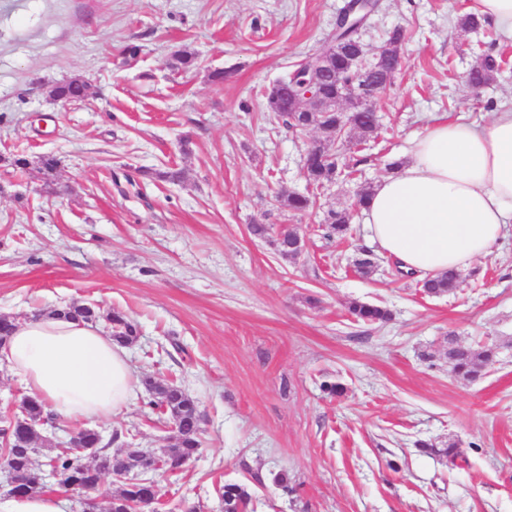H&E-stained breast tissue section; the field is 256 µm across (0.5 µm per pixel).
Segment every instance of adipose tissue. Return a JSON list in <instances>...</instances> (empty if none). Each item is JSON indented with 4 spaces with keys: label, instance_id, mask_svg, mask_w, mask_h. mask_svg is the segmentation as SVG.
<instances>
[{
    "label": "adipose tissue",
    "instance_id": "ef3b65f1",
    "mask_svg": "<svg viewBox=\"0 0 512 512\" xmlns=\"http://www.w3.org/2000/svg\"><path fill=\"white\" fill-rule=\"evenodd\" d=\"M364 214L373 240L408 271L433 277L489 255L512 234V106L485 124L428 126ZM0 361L46 409L74 420L112 418L136 387L125 348L77 319L17 324Z\"/></svg>",
    "mask_w": 512,
    "mask_h": 512
}]
</instances>
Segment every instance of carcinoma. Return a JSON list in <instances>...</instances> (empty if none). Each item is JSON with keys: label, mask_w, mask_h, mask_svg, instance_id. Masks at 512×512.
Returning a JSON list of instances; mask_svg holds the SVG:
<instances>
[{"label": "carcinoma", "mask_w": 512, "mask_h": 512, "mask_svg": "<svg viewBox=\"0 0 512 512\" xmlns=\"http://www.w3.org/2000/svg\"><path fill=\"white\" fill-rule=\"evenodd\" d=\"M196 65L193 54L179 50L172 55V67L188 72ZM500 62L491 54H484L481 58L478 79L487 84L494 80L499 71ZM90 85L85 82L67 80L57 83L52 93L66 100L75 101L89 96ZM328 126L339 125L348 128L359 141L368 142L378 136V122L374 112H330L324 119ZM304 170L309 184L315 189H323L336 181V169L324 160L321 139H316L306 151ZM283 205L293 211H306L314 204L313 197L303 194H288L282 197ZM352 216L344 209L330 210L324 218L325 236L328 238H343L346 236L351 224ZM299 240L298 231L294 228H284L279 231L272 244L279 255L295 259L298 254L291 249V245ZM460 274L449 272L436 278H427L422 281L421 288L429 295L444 296L457 288ZM58 316H77L83 320L96 323L100 321V313L85 304H65L53 309ZM350 314L358 321L364 323H383L390 319L387 309L370 303H353ZM105 320L112 331V338L120 345H128L138 337L136 325L120 309H113L106 313ZM500 346L497 344L479 347L467 346L457 351L449 370L456 377L465 381H474L484 374L487 366L498 361ZM146 394L145 406L150 413L167 422L177 423L176 444L172 450L176 451L180 462L169 463L172 471L182 467V462L192 459L200 447V433L202 416L197 410V401L174 381H157L151 377L142 380ZM24 414L15 424L7 425L0 430L3 438L0 439V454L9 460L11 469L17 474L22 483L16 488L9 489L11 495H27L43 491V473L35 463L38 452L37 445L51 446V442L41 439L36 430L38 422L44 419V405L33 397L22 400ZM79 443L84 448L99 450L97 460L89 464L76 449L58 448L46 456L45 466L60 475L59 486L65 490L74 486L91 487L96 485L100 478L112 471H120L127 475L120 492L115 499L128 502V508L134 512L137 503L146 493L151 478L143 471L133 474L137 465L125 457L123 452L111 450L113 440H104L92 429L78 432ZM420 447L431 455L439 457L450 467L457 466L460 458L459 450L452 441L445 448H438L432 444L422 442ZM221 498L224 502V512H247L251 498L249 493L237 483H226L222 486Z\"/></svg>", "instance_id": "carcinoma-1"}]
</instances>
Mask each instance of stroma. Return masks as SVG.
Here are the masks:
<instances>
[{"instance_id":"1","label":"stroma","mask_w":512,"mask_h":512,"mask_svg":"<svg viewBox=\"0 0 512 512\" xmlns=\"http://www.w3.org/2000/svg\"><path fill=\"white\" fill-rule=\"evenodd\" d=\"M344 2L0 0V314L96 302L138 322L136 378L177 381L203 418L197 457L158 479L159 512H220L227 483L245 487L252 512H512V238L432 297L387 256L372 276L355 271L354 255L376 248L363 215L342 240L323 226L435 117L485 123L511 100L512 64L478 91L466 77L482 54H512V38L490 22L461 28L474 0H380L361 31L367 53L397 27L405 43L376 103L379 135L346 138L351 178L291 212L276 197L306 192L302 157L317 132L287 130L264 91L327 44ZM177 50L195 55L192 71L172 68ZM216 69L223 84L209 79ZM73 78L90 97L54 101L50 87ZM16 154L27 169L8 165ZM48 154L60 160L49 181L37 166ZM253 224L298 229L304 253L281 257ZM353 301L392 319L357 322ZM452 337L504 351L467 382L448 369ZM327 382L343 394L328 396ZM144 396L109 420L53 422L62 437L88 427L173 444ZM422 441L455 442L463 468Z\"/></svg>"}]
</instances>
